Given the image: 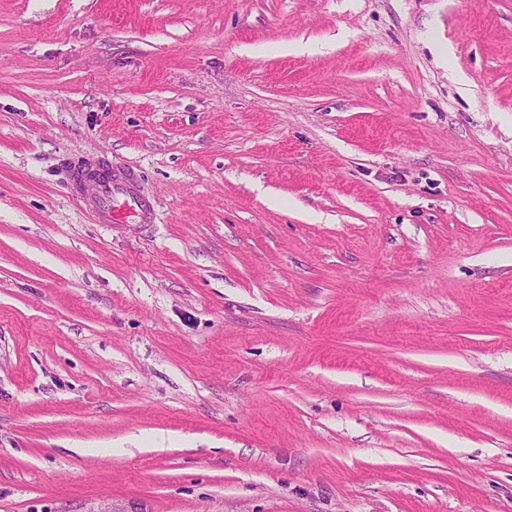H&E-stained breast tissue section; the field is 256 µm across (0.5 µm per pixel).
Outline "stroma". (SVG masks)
<instances>
[{
	"label": "stroma",
	"mask_w": 512,
	"mask_h": 512,
	"mask_svg": "<svg viewBox=\"0 0 512 512\" xmlns=\"http://www.w3.org/2000/svg\"><path fill=\"white\" fill-rule=\"evenodd\" d=\"M0 512H512V0H0ZM137 181L135 172L113 170L109 165L108 169L96 171L90 202L100 224L116 223L115 199L122 200L123 209L134 217L137 224H152L155 221L154 206L141 195Z\"/></svg>",
	"instance_id": "stroma-1"
}]
</instances>
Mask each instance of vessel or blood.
<instances>
[{
	"label": "vessel or blood",
	"instance_id": "1",
	"mask_svg": "<svg viewBox=\"0 0 512 512\" xmlns=\"http://www.w3.org/2000/svg\"><path fill=\"white\" fill-rule=\"evenodd\" d=\"M95 180L91 192L92 209L102 224L117 220L115 201H122L124 209L134 217L136 223L150 224L155 220V209L138 190V176L129 170L101 169L94 172Z\"/></svg>",
	"mask_w": 512,
	"mask_h": 512
}]
</instances>
